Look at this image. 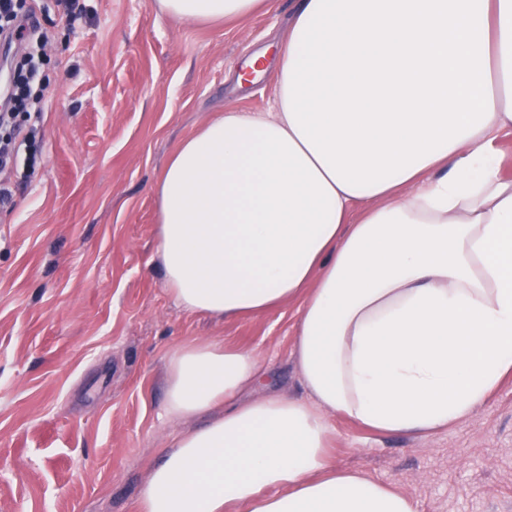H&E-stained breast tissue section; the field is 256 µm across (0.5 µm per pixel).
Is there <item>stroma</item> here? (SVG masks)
<instances>
[{"mask_svg":"<svg viewBox=\"0 0 512 512\" xmlns=\"http://www.w3.org/2000/svg\"><path fill=\"white\" fill-rule=\"evenodd\" d=\"M295 0L192 23L157 0H40L52 97L28 185L0 208V512H137L192 419L164 410L168 351L214 336L254 352L255 396L300 397L296 309L220 320L182 310L157 257L156 184L178 144L232 110L270 111ZM266 69L238 83L245 62ZM340 468L419 512H512V374L476 413L428 437L332 421Z\"/></svg>","mask_w":512,"mask_h":512,"instance_id":"35a3bbf8","label":"stroma"}]
</instances>
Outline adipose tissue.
Returning a JSON list of instances; mask_svg holds the SVG:
<instances>
[{
  "instance_id": "obj_1",
  "label": "adipose tissue",
  "mask_w": 512,
  "mask_h": 512,
  "mask_svg": "<svg viewBox=\"0 0 512 512\" xmlns=\"http://www.w3.org/2000/svg\"><path fill=\"white\" fill-rule=\"evenodd\" d=\"M266 0H157L198 22ZM272 113L228 111L157 184L158 258L186 311L297 308L307 396L242 399L263 371L223 337L166 357L168 415L199 418L138 512H418L337 468L343 415L427 435L512 373V0H299Z\"/></svg>"
}]
</instances>
